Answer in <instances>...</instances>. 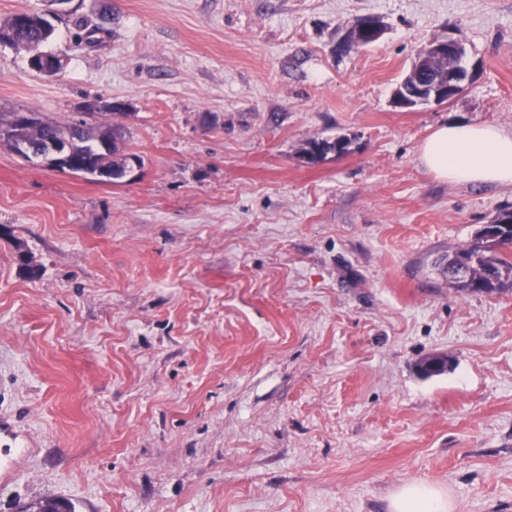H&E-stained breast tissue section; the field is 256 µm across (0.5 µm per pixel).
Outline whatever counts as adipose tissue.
Segmentation results:
<instances>
[{"label": "adipose tissue", "mask_w": 512, "mask_h": 512, "mask_svg": "<svg viewBox=\"0 0 512 512\" xmlns=\"http://www.w3.org/2000/svg\"><path fill=\"white\" fill-rule=\"evenodd\" d=\"M420 163L438 178L454 183L512 186V130L494 124L438 126L423 142ZM448 492L428 483L397 491L390 512H452Z\"/></svg>", "instance_id": "obj_1"}]
</instances>
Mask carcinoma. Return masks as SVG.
<instances>
[{
  "instance_id": "cac0c4a2",
  "label": "carcinoma",
  "mask_w": 512,
  "mask_h": 512,
  "mask_svg": "<svg viewBox=\"0 0 512 512\" xmlns=\"http://www.w3.org/2000/svg\"><path fill=\"white\" fill-rule=\"evenodd\" d=\"M75 25L80 30L79 40L91 42L93 36L105 32L100 24H91L80 18ZM54 33V26L46 14L26 12L21 20L10 17L0 25V43L36 51L47 42ZM5 136L14 152L23 159L31 160L38 153L36 147L54 139H70L71 158L74 173L94 172L111 169L123 170L126 160L131 157L119 147L122 139L121 127L103 126V122L80 120L72 123L39 121L18 132L12 121L0 117V136ZM26 141L35 150L27 154L19 148L20 141ZM343 150V140L312 139L305 143L301 154L307 156L310 164H315L331 153ZM512 247V208L505 206L475 233L474 239L459 247L448 257L446 270L460 264L466 268L468 280L448 278V282L461 291L493 292L499 291L512 280V262L502 259L497 250ZM30 512H75L74 506L56 498H46L28 507Z\"/></svg>"
}]
</instances>
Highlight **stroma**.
<instances>
[{
  "label": "stroma",
  "mask_w": 512,
  "mask_h": 512,
  "mask_svg": "<svg viewBox=\"0 0 512 512\" xmlns=\"http://www.w3.org/2000/svg\"><path fill=\"white\" fill-rule=\"evenodd\" d=\"M366 16L381 42L337 54ZM51 22L55 76L0 44V113L127 103L143 164L96 182L0 139V512H389L417 482L512 512V285L443 271L512 186L419 161L441 124L512 129V0H73ZM436 39L465 48L462 92L393 105ZM432 354L451 369L420 377ZM344 139L338 141L327 140V139H312L305 143V146L301 150V155L307 156L309 164H315L325 159L330 152L340 153L343 150Z\"/></svg>",
  "instance_id": "stroma-1"
}]
</instances>
